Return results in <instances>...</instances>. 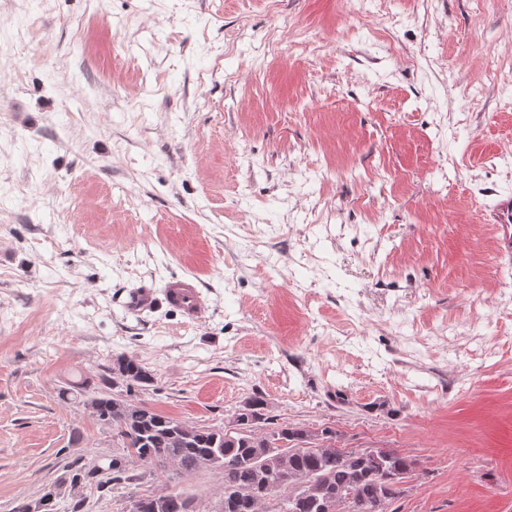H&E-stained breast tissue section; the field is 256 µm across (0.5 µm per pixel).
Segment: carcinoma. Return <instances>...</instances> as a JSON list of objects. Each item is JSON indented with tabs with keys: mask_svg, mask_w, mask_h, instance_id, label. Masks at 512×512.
Returning <instances> with one entry per match:
<instances>
[{
	"mask_svg": "<svg viewBox=\"0 0 512 512\" xmlns=\"http://www.w3.org/2000/svg\"><path fill=\"white\" fill-rule=\"evenodd\" d=\"M126 381V395L95 393L91 404L124 452L112 456V470L101 473L80 461L69 476L92 484L101 495L129 487L140 476L129 471L126 457L142 463L177 461L181 472L208 469L221 475L224 512H259L258 502L274 501L271 512H387L384 506L404 492L411 463L395 450L339 449L335 431L319 432L278 425L266 414L260 394L248 397L233 416L234 426L199 428L166 417L133 398L132 389L154 383L136 360L119 356L112 362ZM138 512H183L182 493H133Z\"/></svg>",
	"mask_w": 512,
	"mask_h": 512,
	"instance_id": "obj_1",
	"label": "carcinoma"
}]
</instances>
